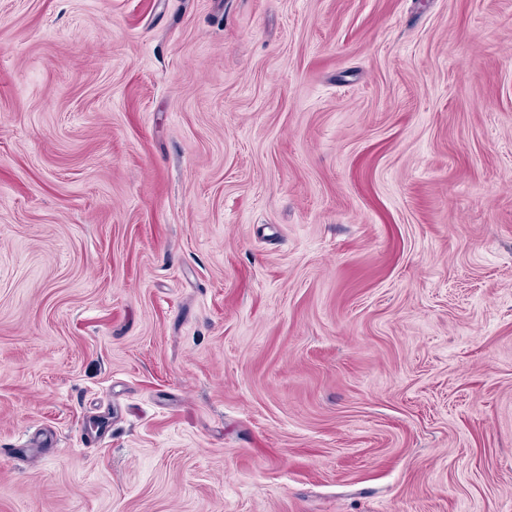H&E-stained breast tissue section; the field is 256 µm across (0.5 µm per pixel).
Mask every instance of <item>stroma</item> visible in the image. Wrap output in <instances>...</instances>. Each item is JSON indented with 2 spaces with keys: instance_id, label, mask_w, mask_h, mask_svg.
I'll use <instances>...</instances> for the list:
<instances>
[{
  "instance_id": "stroma-1",
  "label": "stroma",
  "mask_w": 512,
  "mask_h": 512,
  "mask_svg": "<svg viewBox=\"0 0 512 512\" xmlns=\"http://www.w3.org/2000/svg\"><path fill=\"white\" fill-rule=\"evenodd\" d=\"M0 512H512V0H0Z\"/></svg>"
}]
</instances>
